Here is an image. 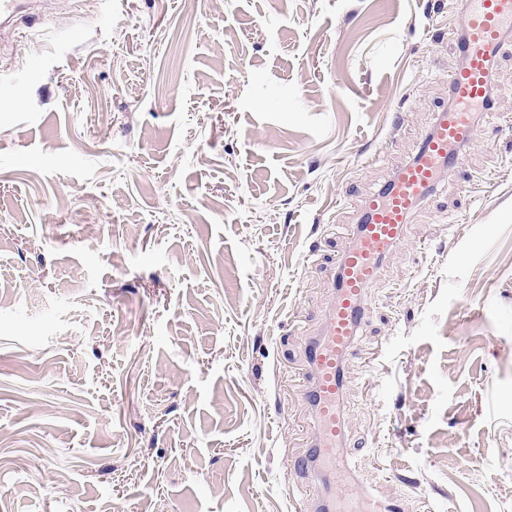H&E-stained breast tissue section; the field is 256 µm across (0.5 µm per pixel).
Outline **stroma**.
Returning <instances> with one entry per match:
<instances>
[{"mask_svg":"<svg viewBox=\"0 0 512 512\" xmlns=\"http://www.w3.org/2000/svg\"><path fill=\"white\" fill-rule=\"evenodd\" d=\"M0 43V512H314L330 271L461 65L460 0H38ZM344 367L348 479L512 512V36Z\"/></svg>","mask_w":512,"mask_h":512,"instance_id":"stroma-1","label":"stroma"}]
</instances>
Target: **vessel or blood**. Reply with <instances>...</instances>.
I'll use <instances>...</instances> for the list:
<instances>
[{"label": "vessel or blood", "instance_id": "vessel-or-blood-1", "mask_svg": "<svg viewBox=\"0 0 512 512\" xmlns=\"http://www.w3.org/2000/svg\"><path fill=\"white\" fill-rule=\"evenodd\" d=\"M511 33L512 0H465L464 61L448 76L452 102L438 114L416 155L366 198L362 221L336 258V299L325 317L323 336L311 342L307 356L305 395L317 420V438L309 455L292 460L293 470L335 459L342 445L343 366L364 317L365 290L377 280L383 259L400 243L411 212L443 173L463 165L465 147L478 139L477 112L490 100V62Z\"/></svg>", "mask_w": 512, "mask_h": 512}]
</instances>
